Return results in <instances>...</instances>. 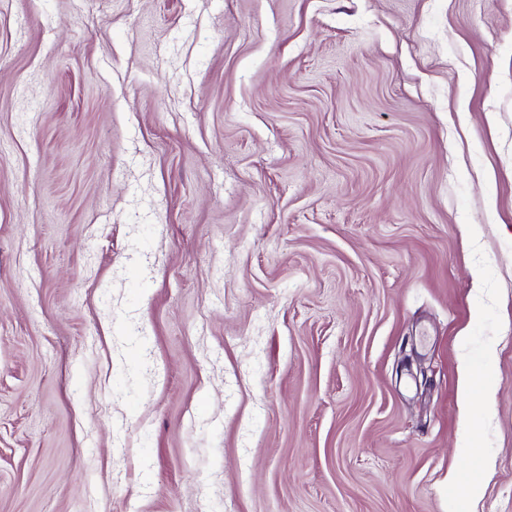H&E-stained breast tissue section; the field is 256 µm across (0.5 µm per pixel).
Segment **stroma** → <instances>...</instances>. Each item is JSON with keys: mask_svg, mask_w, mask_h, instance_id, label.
I'll return each instance as SVG.
<instances>
[{"mask_svg": "<svg viewBox=\"0 0 512 512\" xmlns=\"http://www.w3.org/2000/svg\"><path fill=\"white\" fill-rule=\"evenodd\" d=\"M0 512H512V0H0Z\"/></svg>", "mask_w": 512, "mask_h": 512, "instance_id": "obj_1", "label": "stroma"}]
</instances>
